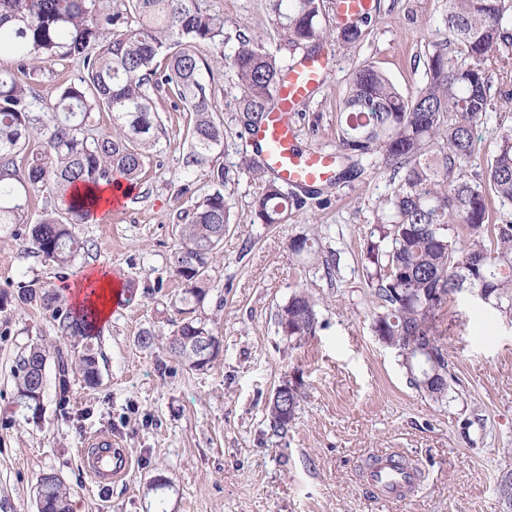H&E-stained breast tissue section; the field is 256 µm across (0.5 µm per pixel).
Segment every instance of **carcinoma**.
<instances>
[{
  "instance_id": "cac0c4a2",
  "label": "carcinoma",
  "mask_w": 512,
  "mask_h": 512,
  "mask_svg": "<svg viewBox=\"0 0 512 512\" xmlns=\"http://www.w3.org/2000/svg\"><path fill=\"white\" fill-rule=\"evenodd\" d=\"M279 49L313 53L331 36L346 49L364 41L366 22L356 20L331 33L323 0H271ZM107 0H0V57L8 56L25 79L0 69V224H21L37 252L61 267L74 264L80 250L72 226L87 224L105 205L101 198L68 197L79 184L94 188L118 180L134 188L151 150L159 143L161 120L150 92L163 91L174 110L190 113L185 130L183 170L205 165L224 147V124L202 75L211 71L199 52L207 44L224 52V17L202 10L198 0H129L133 24L112 32L114 19ZM506 0H448L442 18L446 37L432 43L426 79L408 97L371 64L355 67L343 102L337 130L342 158L376 159L389 173L390 192L376 212L364 243L363 264L371 294L383 311L373 318L375 335L400 344L416 336L430 348L428 374H437L430 388L422 386L418 369L410 382L440 403L450 399L454 379L448 354L437 332L439 313L448 297L462 289L487 292V305L512 322V128L497 138L481 173L464 171L479 158L474 130L491 106L488 73L496 69L512 81V46ZM82 62L83 75L59 87L47 102L32 82L54 61ZM230 69L241 86L234 121L239 136L250 135L265 121L284 79L277 56L259 37H239ZM112 113V131L94 132L93 114ZM242 168L263 182L253 203L254 221L271 226L288 220L295 204L278 180L265 177L260 153L242 156ZM47 189L64 198L65 208L44 212L30 221L33 194ZM498 214L492 215V201ZM178 225L179 244L172 252V277L183 285L178 302L183 314L173 323L166 349L190 369L201 370L216 357L195 347L212 335L207 318L191 304L206 296L209 255L224 242L231 205L221 191L197 203ZM317 241L306 235L291 240L292 254L315 258ZM439 289L443 299L431 301ZM25 303L50 306L56 297L29 286ZM317 303L298 291L277 314V326L297 345L315 334ZM52 318L61 336L83 341L95 320L85 310L73 314L54 308ZM46 360L36 345L22 354L14 377L17 393L38 409L43 392L35 387L36 365ZM90 386L99 378L97 353L84 345L74 364ZM301 392L279 398L268 407L270 427L284 434L295 420ZM39 512H73L63 484L53 474L40 478Z\"/></svg>"
}]
</instances>
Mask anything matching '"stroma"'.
<instances>
[{
	"instance_id": "stroma-1",
	"label": "stroma",
	"mask_w": 512,
	"mask_h": 512,
	"mask_svg": "<svg viewBox=\"0 0 512 512\" xmlns=\"http://www.w3.org/2000/svg\"><path fill=\"white\" fill-rule=\"evenodd\" d=\"M370 35L357 48L336 39L323 48L332 65L312 97L291 115L305 149H332L355 63L383 71L401 92L414 94L446 0H371ZM223 15L232 54L240 35L261 36L268 49L269 0H199ZM203 82L227 136L209 167L182 171L187 116L164 92H152L165 133L130 195L124 213L74 228L82 248L74 269L36 254L15 224L0 225V512H37L42 475H57L73 512H503L496 486L512 468V323L490 306L457 296L444 308L441 341L459 379L454 400L438 404L410 383L403 358L372 331L378 305L361 259L376 211L390 189L375 161L359 162L338 185L303 193L288 223H254L252 203L262 185L241 168L251 139H238L233 115L240 85L210 46ZM496 100L475 130L481 153L512 127V101L490 72ZM228 170L221 187L233 226L210 255L209 292L199 309L221 340L212 366L196 371L161 347L141 348L138 334L170 335L173 304L182 291L169 274L180 212L218 188L211 167ZM317 238L338 267L326 277L311 260L292 255V238ZM133 281L130 302L113 306L94 328L100 382L60 376L73 359L49 310L23 303L32 284L63 292L73 270ZM318 303L314 336L290 345L277 313L296 290ZM47 351L43 398L31 410L17 398L13 369L33 345ZM301 384L302 400L286 435L266 419L275 390ZM111 432L126 449L127 476L102 492L79 462L90 436ZM387 450L423 467L419 496L406 503L379 499L362 478L371 456Z\"/></svg>"
}]
</instances>
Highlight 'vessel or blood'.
Masks as SVG:
<instances>
[{"label":"vessel or blood","mask_w":512,"mask_h":512,"mask_svg":"<svg viewBox=\"0 0 512 512\" xmlns=\"http://www.w3.org/2000/svg\"><path fill=\"white\" fill-rule=\"evenodd\" d=\"M370 5L371 0H336V16L341 20L359 18L368 14ZM329 68L330 59L323 52L303 56L290 67L265 124L253 134L268 171L279 182L294 188L320 187L336 181L339 166L336 152L300 150L289 118L300 103L311 97ZM83 455L88 472L99 488L122 480L131 465L130 458L115 447L107 432L93 435ZM365 479L378 495L391 500L414 494L421 481L418 474L401 467L389 453L378 454L376 463L366 469Z\"/></svg>","instance_id":"vessel-or-blood-1"}]
</instances>
